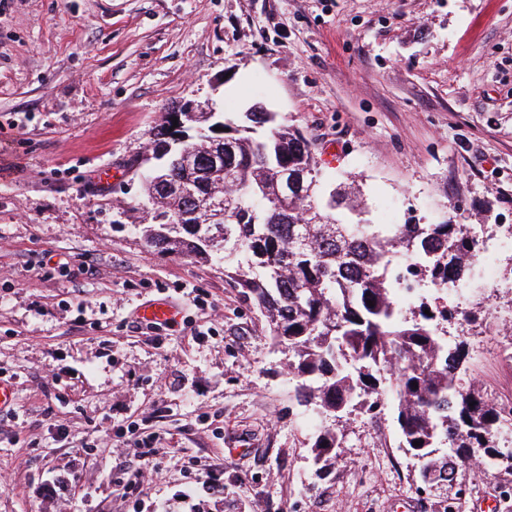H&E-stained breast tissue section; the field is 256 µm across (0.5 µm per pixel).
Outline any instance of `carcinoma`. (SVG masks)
<instances>
[{"mask_svg": "<svg viewBox=\"0 0 512 512\" xmlns=\"http://www.w3.org/2000/svg\"><path fill=\"white\" fill-rule=\"evenodd\" d=\"M191 122L204 133L164 172L175 188L144 231L146 247L223 263L264 314L299 404L331 421L314 459L339 456L345 431L334 420L354 406L373 414L390 395L398 447L429 487L446 483L450 467L464 479L479 457L512 472V449L496 443L508 428L502 409L459 378L469 343L450 347L438 333L448 310L423 301L409 317L398 295L410 258L436 291L468 280L476 241L466 227L368 222L348 188L323 182L312 140L275 112H200ZM218 124L228 149L214 171L196 157Z\"/></svg>", "mask_w": 512, "mask_h": 512, "instance_id": "carcinoma-1", "label": "carcinoma"}]
</instances>
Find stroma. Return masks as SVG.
Listing matches in <instances>:
<instances>
[{"label": "stroma", "mask_w": 512, "mask_h": 512, "mask_svg": "<svg viewBox=\"0 0 512 512\" xmlns=\"http://www.w3.org/2000/svg\"><path fill=\"white\" fill-rule=\"evenodd\" d=\"M261 105L374 224L512 225V0H0V512H446L393 404L324 472L261 312L224 267L148 251L131 209L168 112ZM61 259L48 265L47 257ZM445 322L512 398V246ZM177 303L174 327L137 320ZM151 449L143 458L139 449ZM145 472L131 489L134 472ZM455 512H512L471 466Z\"/></svg>", "instance_id": "obj_1"}]
</instances>
